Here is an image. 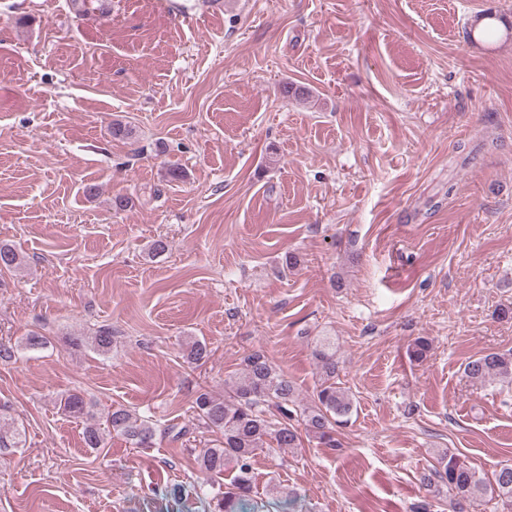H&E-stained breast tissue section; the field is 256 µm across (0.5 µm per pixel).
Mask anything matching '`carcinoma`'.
Instances as JSON below:
<instances>
[{"instance_id":"obj_1","label":"carcinoma","mask_w":512,"mask_h":512,"mask_svg":"<svg viewBox=\"0 0 512 512\" xmlns=\"http://www.w3.org/2000/svg\"><path fill=\"white\" fill-rule=\"evenodd\" d=\"M22 264L20 255L7 244H0V267L11 270ZM89 344L105 355L112 351V329L101 328L89 337L74 336L70 344ZM210 350L199 339L187 342L185 358L199 365L208 360ZM314 356L321 372V383L313 394L312 404H296L295 388L288 376L264 353L252 351L243 356L239 375L224 381V395L202 390L193 401V420L219 435L214 448H203L197 456L200 468L214 477L224 475V468L234 465L236 476L224 496L217 500L215 512H245L243 502L251 491L250 460L264 448H296L301 437L298 423L305 425L309 436L325 448L340 446L336 427L348 421L354 401L347 390L336 383L339 370L336 342L324 336L317 339ZM465 375L475 381H498L512 384V353L490 351L469 359ZM64 412L89 420L83 433L85 446L102 448L106 437L117 434L137 448H151L167 437L187 435L192 425L180 428L162 426L150 416L137 414L122 405L112 407L101 425L93 421L88 403L78 393L60 401ZM22 444L20 424L0 426V455ZM438 480L448 486L453 512H469L470 503L486 490L482 478L452 455L440 457ZM492 490L506 512H512V465L495 471Z\"/></svg>"}]
</instances>
